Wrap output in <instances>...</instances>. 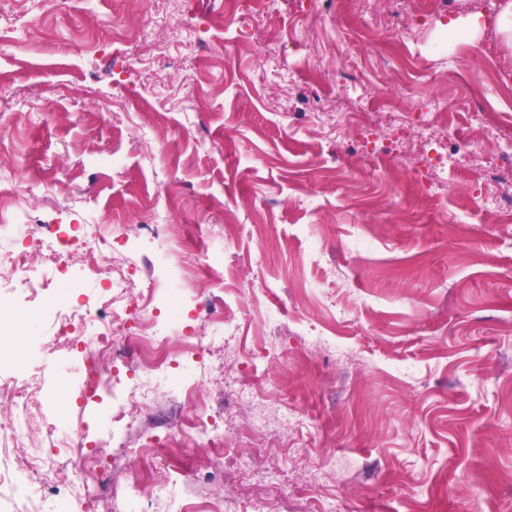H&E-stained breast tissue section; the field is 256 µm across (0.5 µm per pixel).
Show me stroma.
<instances>
[{
  "instance_id": "stroma-1",
  "label": "stroma",
  "mask_w": 512,
  "mask_h": 512,
  "mask_svg": "<svg viewBox=\"0 0 512 512\" xmlns=\"http://www.w3.org/2000/svg\"><path fill=\"white\" fill-rule=\"evenodd\" d=\"M499 0H453L424 15L417 0H240L228 31L220 0H0V181L39 182L30 223L99 219L116 248L101 278L131 288L175 283L186 303L173 341L209 335L199 304L223 299L234 325L191 368L228 446L262 462L215 456V481L195 455L169 458L177 496L229 498L237 512L274 489L275 512H512V223L492 219L488 190L467 180L426 187L433 153L395 142L402 113L446 104L448 134L468 140L475 113L493 134L469 170L489 165L512 128V51L493 30L460 39L450 12L490 18ZM143 36L113 39L123 18ZM100 36L87 51L73 36ZM466 71L474 88L457 81ZM181 203L210 227L224 278L171 280ZM153 224L145 231L143 223ZM171 250L169 266L159 255ZM0 347L24 323L30 364L0 379H38L53 439L20 420L63 472L76 417L108 438L111 394L93 401L74 379L80 356L48 352L51 322L21 292L0 297ZM336 337L339 349L316 345ZM153 401L118 456L142 438L165 445L181 398L149 380ZM294 422H286L284 413Z\"/></svg>"
}]
</instances>
